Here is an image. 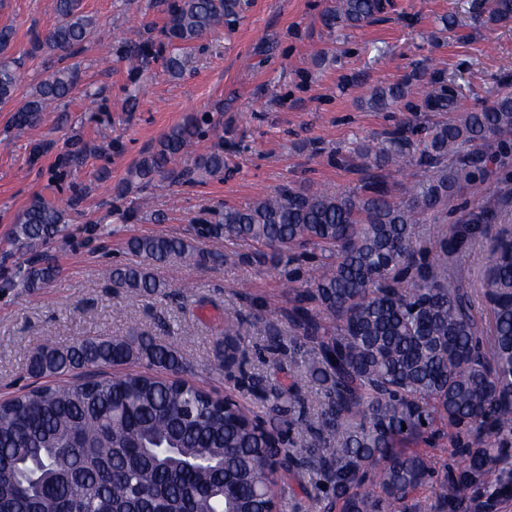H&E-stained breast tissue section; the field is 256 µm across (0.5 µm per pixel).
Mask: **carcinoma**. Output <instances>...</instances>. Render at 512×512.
I'll list each match as a JSON object with an SVG mask.
<instances>
[{"label":"carcinoma","mask_w":512,"mask_h":512,"mask_svg":"<svg viewBox=\"0 0 512 512\" xmlns=\"http://www.w3.org/2000/svg\"><path fill=\"white\" fill-rule=\"evenodd\" d=\"M57 24L40 48L62 60L85 42L95 20L80 0H53ZM166 22L158 51L173 77L188 66L205 35L238 14L240 0H161ZM382 0H337L332 25L369 23ZM486 22L512 23V0H492ZM153 46L131 44L124 59L140 73ZM15 62L0 57V105L13 99ZM78 72L63 66L34 86L18 108L19 127L38 121L49 103L70 98ZM411 82L372 89L377 110L403 102ZM463 88L440 78L424 109L439 120L362 140L345 158L361 186L329 193L282 186L244 206H226L195 237L138 236L127 241L142 262L116 266L112 282L136 294L166 298L171 285L158 266L206 254L200 241L222 237L258 249L279 271L291 308L289 346L309 355L305 378L317 400L294 379L264 385V410L222 398L181 377L192 370L182 351L133 331L123 337L83 336L68 346L46 342L30 359L38 384L0 400V512H276L285 480L315 470L327 512H413L412 494L435 475L429 456L411 449L448 425V493L441 512H490L512 496V233L489 244L482 283L492 323L486 327L471 294L455 282L456 266L489 221L487 211L419 241L414 225L439 223L454 189L476 179L471 146L512 134V92L481 111L461 112ZM191 116L164 133L130 170L125 189L192 184L224 176V137L183 166L179 157L208 135ZM411 165L421 178L392 194L386 167ZM11 238L34 256L6 288L36 290L56 267L37 249L71 235L56 198L32 196L13 221ZM317 275L300 284V262ZM246 321L224 318L210 372L224 374L243 354ZM139 364L140 372H122ZM310 435L315 447L287 448L285 429ZM504 475L495 497L476 496L488 475Z\"/></svg>","instance_id":"obj_1"}]
</instances>
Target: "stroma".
I'll return each instance as SVG.
<instances>
[{
  "mask_svg": "<svg viewBox=\"0 0 512 512\" xmlns=\"http://www.w3.org/2000/svg\"><path fill=\"white\" fill-rule=\"evenodd\" d=\"M336 0H241L228 18L198 43L180 77L170 76L162 56L133 77L122 58L124 43L159 41L165 15L156 0H82L97 24L77 52L79 81L99 96L73 95L68 105H49L39 121L18 127L14 111L47 73L49 61L35 52V37L57 22L52 0H0V28L14 39L7 53L21 64L22 79L11 104L0 107V278L22 262L10 240L11 220L34 193L67 202L72 185L86 188L70 214L73 236L44 248L60 273L35 292L0 288V394L26 386L27 357L44 338L65 345L80 336H124L140 331L164 338L193 363L195 381L218 395L243 396L244 378L287 380L303 371L289 352L268 349L263 331L244 343V372L206 373L228 315H259L290 337L289 305L274 270L263 263L225 259L223 239L203 242L214 261L160 268L183 297L136 296L104 278L106 268L139 258L124 241L132 235L193 237L204 210L240 206L282 185L316 183L331 192L358 187L362 174L343 159L350 142L395 129L407 117L431 122L421 111L428 83L454 77L466 87L462 107L479 111L512 77L500 71L512 60V25L485 21V0H387L385 9L360 28L328 27ZM453 26H445V17ZM411 83L409 104L379 111L369 106L372 88ZM208 114L224 131L232 168L223 177L188 184L149 186L118 194L129 170L159 137L191 114ZM80 136L90 151L82 166L67 162L70 140ZM487 161L475 184H460L444 215L463 223L476 209L492 213L456 275L480 291L488 239L512 225V157L499 138L478 144ZM129 211L130 219L93 249L91 223Z\"/></svg>",
  "mask_w": 512,
  "mask_h": 512,
  "instance_id": "1",
  "label": "stroma"
}]
</instances>
